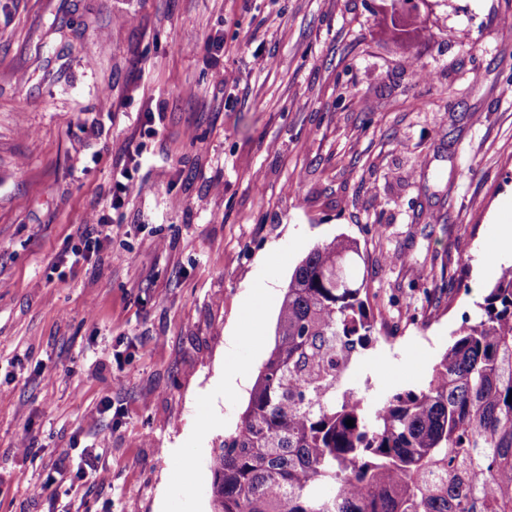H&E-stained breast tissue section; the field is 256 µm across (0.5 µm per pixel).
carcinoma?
I'll return each mask as SVG.
<instances>
[{
    "label": "carcinoma",
    "instance_id": "1",
    "mask_svg": "<svg viewBox=\"0 0 512 512\" xmlns=\"http://www.w3.org/2000/svg\"><path fill=\"white\" fill-rule=\"evenodd\" d=\"M360 258L341 235L295 268L247 408L211 457L212 512H512V265L424 387L368 402L347 386L375 329Z\"/></svg>",
    "mask_w": 512,
    "mask_h": 512
}]
</instances>
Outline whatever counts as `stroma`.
I'll use <instances>...</instances> for the list:
<instances>
[{
    "mask_svg": "<svg viewBox=\"0 0 512 512\" xmlns=\"http://www.w3.org/2000/svg\"><path fill=\"white\" fill-rule=\"evenodd\" d=\"M507 15L0 0V512H211L290 276L341 234L375 317L350 386L426 384L512 264ZM94 214L112 237L74 260Z\"/></svg>",
    "mask_w": 512,
    "mask_h": 512,
    "instance_id": "1",
    "label": "stroma"
}]
</instances>
